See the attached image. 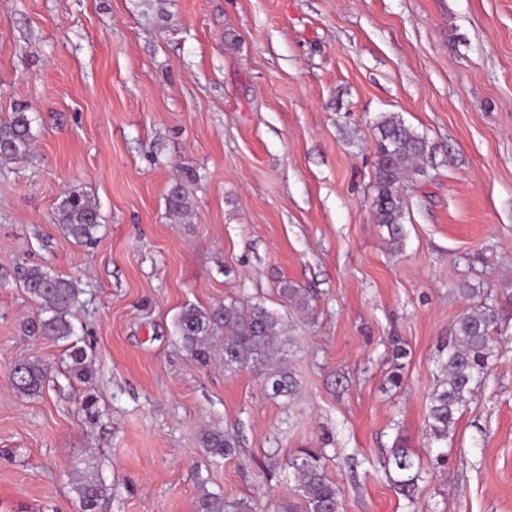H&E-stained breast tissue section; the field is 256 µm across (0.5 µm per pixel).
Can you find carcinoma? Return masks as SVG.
Wrapping results in <instances>:
<instances>
[{
    "label": "carcinoma",
    "mask_w": 512,
    "mask_h": 512,
    "mask_svg": "<svg viewBox=\"0 0 512 512\" xmlns=\"http://www.w3.org/2000/svg\"><path fill=\"white\" fill-rule=\"evenodd\" d=\"M376 129L380 159L376 164L375 214L378 223L386 227L390 244L399 250L405 238L399 187L407 174L417 171L415 161L424 151V141L392 115L379 121ZM32 140V118L26 110L18 109L0 118L1 162L27 157ZM167 207L174 214L189 211L190 202L181 184L170 190ZM55 221L65 236L76 243L88 245L96 241L100 215L97 207L82 194L66 195L58 206ZM0 278L15 280L40 301V310L23 324L27 335L55 340L73 336L70 316L79 296L73 281L27 263L16 265L10 273H1ZM279 295L297 310L309 307V294L288 282L279 288ZM176 327L197 363L207 365L213 361L212 340L220 334L224 336V371L231 374L253 371L262 377L272 395L289 398L295 395L297 380L287 369L285 359V345L291 344V339L285 337L282 318L274 311L259 304L244 305L236 301L209 309L187 305L180 311ZM505 327L503 310L486 303L476 304L456 317L441 344V377L432 391L428 408L430 442L448 438V432L456 424V414L475 386L488 375L491 358L498 348V336ZM69 359L68 371L79 379L86 377L89 364L85 351L75 349ZM47 377L48 367L35 358L21 359L11 370L12 383L21 396L40 394ZM201 442L214 457L231 458L237 452L234 439L215 428L205 430ZM391 463L398 475L395 487L405 497L413 498L421 479L420 458L400 446L392 450ZM288 467L293 469L300 501L285 504L284 512H338L339 490L325 474L319 456L305 451L289 460ZM73 491L81 512H95L107 487L96 477L86 476L73 484ZM196 512H255V508L244 498L226 500L205 492L197 501Z\"/></svg>",
    "instance_id": "cac0c4a2"
}]
</instances>
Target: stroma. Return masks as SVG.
<instances>
[{
  "mask_svg": "<svg viewBox=\"0 0 512 512\" xmlns=\"http://www.w3.org/2000/svg\"><path fill=\"white\" fill-rule=\"evenodd\" d=\"M19 106L34 143L0 163V272L41 265L81 304L70 340L28 337L39 304L0 281V512H79L77 473L109 487L95 512H195L204 489L277 512L304 448L339 512H512V0H0V118ZM386 115L426 142L398 251L373 209ZM71 191L98 208L95 245L55 222ZM484 299L507 319L491 373L429 444L439 341ZM234 300L282 317L293 398L184 347V306ZM72 345L86 381L65 373ZM30 356L49 368L31 398L10 378ZM402 444L423 463L411 500ZM201 442L213 457L231 458L237 452L234 439L224 431L215 428L205 430L202 433ZM390 459L398 475V479L394 480L395 487L411 500L416 491L417 482L421 479L422 464L419 456L409 448L400 446L393 448Z\"/></svg>",
  "mask_w": 512,
  "mask_h": 512,
  "instance_id": "35a3bbf8",
  "label": "stroma"
}]
</instances>
